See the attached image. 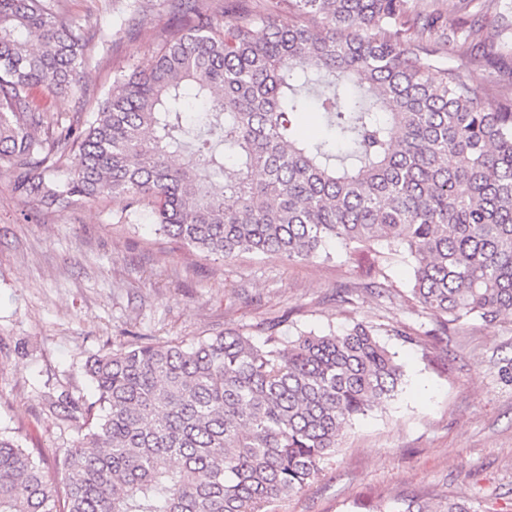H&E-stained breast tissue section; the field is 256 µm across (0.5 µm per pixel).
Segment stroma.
Here are the masks:
<instances>
[{
    "instance_id": "stroma-1",
    "label": "stroma",
    "mask_w": 512,
    "mask_h": 512,
    "mask_svg": "<svg viewBox=\"0 0 512 512\" xmlns=\"http://www.w3.org/2000/svg\"><path fill=\"white\" fill-rule=\"evenodd\" d=\"M129 0H62L92 38L96 59L66 97L32 92L63 124L97 107L112 83L148 67L175 22L164 0H140L146 21L124 31ZM483 27L486 44L512 38V0H463L458 18ZM125 200L46 208L17 196L0 168V430L39 451L47 470L82 424L63 399L89 401L90 357L123 345L196 340L225 331L253 339L343 332L363 322L403 367L394 400L354 420L301 493L271 512H373L379 501L465 497L474 512H512V315L440 332L411 294L404 251L361 247L351 256L289 262L241 253L219 261L156 235Z\"/></svg>"
}]
</instances>
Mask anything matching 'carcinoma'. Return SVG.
<instances>
[{
	"instance_id": "1",
	"label": "carcinoma",
	"mask_w": 512,
	"mask_h": 512,
	"mask_svg": "<svg viewBox=\"0 0 512 512\" xmlns=\"http://www.w3.org/2000/svg\"><path fill=\"white\" fill-rule=\"evenodd\" d=\"M179 0L151 67L65 126L30 91L79 89L87 38L61 0H0V167L21 195L144 205L156 233L207 257L330 243L403 248L414 298L444 328L512 314V87L445 55L489 54L472 26L433 35L413 0ZM288 25L278 23L280 13ZM192 100L204 120L185 122ZM315 104L342 149L296 138ZM87 374L83 433L45 473L0 431V512H269L302 491L341 430L393 400L402 366L363 323L256 344L225 332L111 349ZM376 512H471L462 498Z\"/></svg>"
}]
</instances>
